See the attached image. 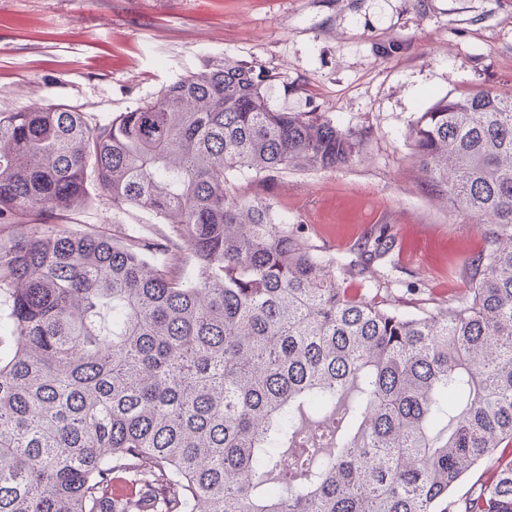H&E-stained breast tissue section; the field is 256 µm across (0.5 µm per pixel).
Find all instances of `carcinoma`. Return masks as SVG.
<instances>
[{
  "label": "carcinoma",
  "instance_id": "1",
  "mask_svg": "<svg viewBox=\"0 0 512 512\" xmlns=\"http://www.w3.org/2000/svg\"><path fill=\"white\" fill-rule=\"evenodd\" d=\"M275 80L225 59L104 124L0 112V512H512V95L409 124L432 193L487 229L470 297L405 311L234 187L362 150L273 108ZM93 189L156 222L58 223Z\"/></svg>",
  "mask_w": 512,
  "mask_h": 512
}]
</instances>
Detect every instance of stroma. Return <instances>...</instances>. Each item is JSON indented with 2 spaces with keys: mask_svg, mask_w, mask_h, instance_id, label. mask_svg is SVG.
Returning <instances> with one entry per match:
<instances>
[{
  "mask_svg": "<svg viewBox=\"0 0 512 512\" xmlns=\"http://www.w3.org/2000/svg\"><path fill=\"white\" fill-rule=\"evenodd\" d=\"M223 58L276 73L273 107L367 133L343 167L238 187L301 225L344 286L411 309L461 300L484 227L431 194L408 125L450 94L512 92V0H0V112L64 104L104 123ZM153 221L104 199L64 219L105 235ZM383 229L392 251L354 274Z\"/></svg>",
  "mask_w": 512,
  "mask_h": 512,
  "instance_id": "stroma-1",
  "label": "stroma"
}]
</instances>
